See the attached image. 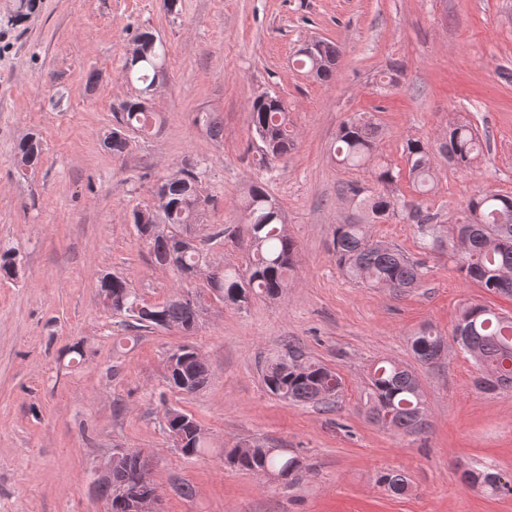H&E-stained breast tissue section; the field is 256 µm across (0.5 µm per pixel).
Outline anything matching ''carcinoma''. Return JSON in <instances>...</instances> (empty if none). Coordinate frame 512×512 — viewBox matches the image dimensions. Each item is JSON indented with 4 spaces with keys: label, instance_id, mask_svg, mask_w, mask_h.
I'll return each instance as SVG.
<instances>
[{
    "label": "carcinoma",
    "instance_id": "carcinoma-1",
    "mask_svg": "<svg viewBox=\"0 0 512 512\" xmlns=\"http://www.w3.org/2000/svg\"><path fill=\"white\" fill-rule=\"evenodd\" d=\"M133 44L134 54L125 58L124 76L143 84L139 94L124 101L116 116V125L106 137V146L116 157L125 156L131 147L130 133L145 132L155 120L151 110L153 85L157 72L165 68L166 49L150 32L138 34ZM339 50L332 43L316 41L312 53L302 55L301 67L313 78L328 82L334 77ZM253 136L259 141L262 159L281 161L294 147L288 129V108L274 95L256 98L250 109ZM380 128L364 114L342 124L337 134L334 154L347 168L366 164L375 151ZM483 151L482 142L473 127L459 123L448 128V136L435 147L428 141L410 140L405 158L409 176L418 184L420 193L429 192V179L435 154L448 164L467 168ZM42 147L34 136L24 139L16 152V165L34 168L41 160ZM200 172L197 165H186L166 178L156 191L158 210L136 209L132 224L139 238L146 243L157 264H166L188 277L208 267L204 289L173 296L160 304L145 302L136 289L120 277L105 276L100 280L101 294L111 297L112 311L130 319L129 330L196 328L200 316L198 300L204 292L216 294L220 300L242 306L248 297L261 294L279 296L288 287V272L293 270L295 241L285 229L286 217L279 204L261 185L252 187L244 204L246 234L253 257L245 269L211 267L207 253L195 240L185 236L183 226L193 224L206 199L200 193ZM346 193L364 217L336 225L333 231V251L337 265L346 276L368 288H390L406 291L419 286L423 266L395 244L372 237L370 225L398 214L417 226L424 248L444 246L451 239L452 258L456 270L467 280L477 282L486 291L512 297V195L500 193L476 194L470 198L455 223L442 224L440 217L427 201L403 203L394 193L374 192L357 183L349 184ZM0 274L13 279L18 275L16 256L11 248H0ZM455 326L462 327L459 347L473 356L489 373L478 380L484 391L512 388V369L505 362L512 360V316L496 312L483 305L465 308ZM443 336L431 328H423L411 337L415 359L424 364L435 363ZM176 359L167 369L166 380L177 392L194 393L201 389L208 369L198 352L190 346H179L168 355ZM263 380L276 397L300 404L327 405L332 402V390H340L338 374L320 363L301 359L297 350L267 363ZM369 402L373 419L405 434L423 430L424 401L416 374L395 363L374 369L369 380ZM165 427L172 440L178 442L186 457L200 455L204 450V430L189 414L175 407L165 409ZM226 458L244 471H276L282 476L297 475L301 461L286 456L277 448L262 443L253 444L249 454L238 455V448L226 453ZM489 471L468 469L464 480L469 485L481 482L501 495L512 494V481L503 484L488 481ZM131 479L125 467L113 470L112 481L95 484L97 495L105 499L109 512H124L117 504L115 487ZM381 483L390 492L402 495L409 487L401 473L389 472Z\"/></svg>",
    "mask_w": 512,
    "mask_h": 512
}]
</instances>
